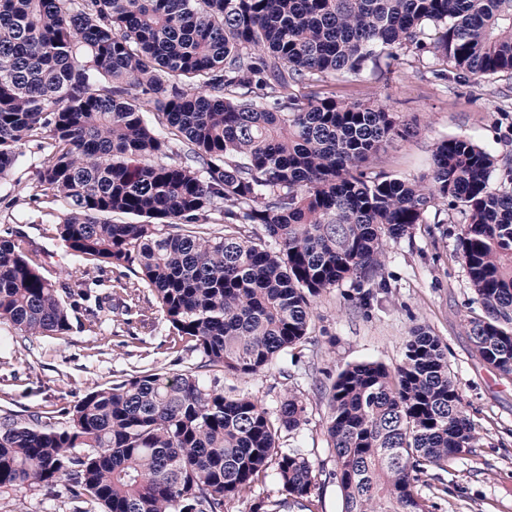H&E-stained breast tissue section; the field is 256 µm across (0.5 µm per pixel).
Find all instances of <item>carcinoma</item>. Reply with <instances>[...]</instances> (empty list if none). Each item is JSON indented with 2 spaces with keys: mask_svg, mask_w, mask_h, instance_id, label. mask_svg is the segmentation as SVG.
<instances>
[{
  "mask_svg": "<svg viewBox=\"0 0 512 512\" xmlns=\"http://www.w3.org/2000/svg\"><path fill=\"white\" fill-rule=\"evenodd\" d=\"M403 56L512 76V0H0V180L36 143L38 191L59 210L42 234L71 260L52 281L23 232L0 234V325L64 334L82 305L102 336L115 295L199 358L96 387L53 423L0 412L1 492L64 478L102 512H237L272 481L282 497L260 493L252 512H319L309 451L279 444L305 422L303 394L270 409L208 373L290 377L314 300L375 281L388 244L441 223L440 204L465 218L457 251L483 309L470 338L512 375V193L491 186L496 158L454 136L427 183L375 172L413 127L325 92ZM112 267L151 297L100 291L94 272ZM323 374L341 512H434L419 483L479 440L441 339L416 327L395 367Z\"/></svg>",
  "mask_w": 512,
  "mask_h": 512,
  "instance_id": "carcinoma-1",
  "label": "carcinoma"
}]
</instances>
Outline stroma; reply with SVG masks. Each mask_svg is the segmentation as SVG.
I'll use <instances>...</instances> for the list:
<instances>
[{"label": "stroma", "instance_id": "obj_1", "mask_svg": "<svg viewBox=\"0 0 512 512\" xmlns=\"http://www.w3.org/2000/svg\"><path fill=\"white\" fill-rule=\"evenodd\" d=\"M432 62L405 58L391 78L368 68L363 82L333 81L329 91L343 101H377L411 123L415 132L385 143L373 160L375 169L400 178L429 177L436 143L467 136L499 161L492 185L512 187V77L481 82L469 73L449 72L435 78ZM13 176L0 183V231L11 227L5 207L15 201L31 218L23 232L51 255L45 274L63 280L67 259L63 248L42 236L41 223L50 206L33 198L39 155L34 144L21 148ZM463 225L459 212L447 223L420 224L411 236L387 246L383 270L374 283L345 280L320 295L314 304L310 334L299 347L302 363L338 371L360 362L398 364L411 330L422 326L448 348L451 376L463 395L464 408L480 440L476 448L448 466L447 493L435 480L420 483L422 495L433 498L435 512H512V376L485 365L468 334L467 322L481 312L462 259L456 250ZM82 312L71 318L61 336L9 337L0 326V409L52 413L74 404L96 386H106L134 370L186 369L196 363L191 352L170 353L167 329L151 330L137 319L115 316L102 336L84 330ZM235 387L275 407L287 388L301 391L307 402L306 422L296 436H282V446L307 448L318 473L315 489L319 512H341V495L330 473L335 465L328 452L325 425L328 407L322 391L302 374L283 378L269 370L240 380ZM66 483L53 489L18 487L0 493V512H76Z\"/></svg>", "mask_w": 512, "mask_h": 512}]
</instances>
